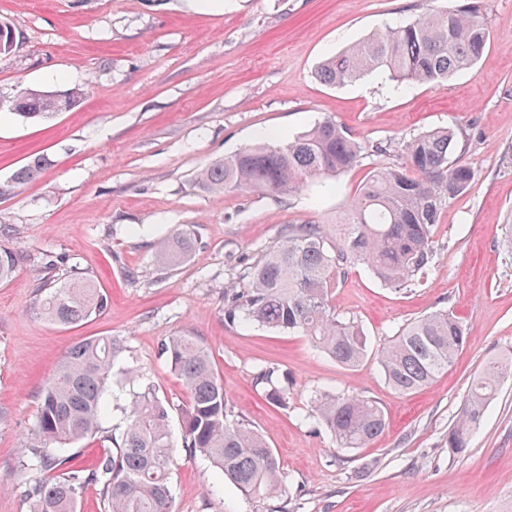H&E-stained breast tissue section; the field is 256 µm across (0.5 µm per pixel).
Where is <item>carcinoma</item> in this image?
<instances>
[{"mask_svg": "<svg viewBox=\"0 0 512 512\" xmlns=\"http://www.w3.org/2000/svg\"><path fill=\"white\" fill-rule=\"evenodd\" d=\"M490 31L484 2L470 8L432 9L415 20L388 26L318 67L316 76L329 85L356 81L377 70L397 85L438 84L469 70L482 56ZM56 92L27 89L0 111L26 120L60 112ZM454 133L446 128L426 132L406 146L409 167H377L338 224H287L276 243L245 263L224 289V319L248 321L283 333H302L337 364L360 366L368 356L367 336L353 320L336 315L330 294L350 269L364 267L392 288H405L435 258L433 230L448 200L462 194L474 179L473 169L449 161ZM366 147L326 118L308 131L273 144L246 145L211 162L195 176L204 193L253 192L287 195L353 168ZM48 158L29 160L0 184V195L37 180ZM193 251L182 232L159 243L157 261L173 266ZM20 257L0 249V282L8 280ZM40 291L42 313L63 326H78L102 313L108 299L82 272L70 269L59 280L50 276ZM463 323L439 311L408 322L375 354L385 382L398 394H411L448 370L466 344ZM125 351L121 339L103 336L71 346L54 377L43 389L38 423L41 446L36 466L52 475L34 483L28 497L31 512H77L88 484L98 486L104 512H172L170 473L174 443L168 409L156 387L141 382L133 367L118 366ZM162 354L180 376L188 395L182 411V447L200 453L245 496L283 495L279 462L265 439L248 423L229 419L224 381L207 348L195 336L176 334L162 344ZM512 374V358L491 362L472 383L453 425L448 450L465 455L501 378ZM136 384L129 404L121 408L124 428L108 435L93 467L70 465V445L106 433L112 415L115 377ZM266 399L288 406L290 382L273 367L255 377ZM312 416L331 435L336 447H369L386 429L384 410L358 395L316 392Z\"/></svg>", "mask_w": 512, "mask_h": 512, "instance_id": "carcinoma-1", "label": "carcinoma"}]
</instances>
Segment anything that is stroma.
Returning a JSON list of instances; mask_svg holds the SVG:
<instances>
[{
    "mask_svg": "<svg viewBox=\"0 0 512 512\" xmlns=\"http://www.w3.org/2000/svg\"><path fill=\"white\" fill-rule=\"evenodd\" d=\"M449 0H0L16 46L0 57V97L81 86V102L49 121L0 112V183L35 153V182L0 197L10 223L0 246L22 256L0 283V512H30L28 468L40 394L67 349L93 336L123 340L122 361L152 383L181 438L187 393L161 351L189 332L209 349L232 418L259 431L280 462L286 492L244 496L208 460L176 450L173 512H512V379L489 403L466 456L448 429L473 380L512 354V0H485L490 38L470 70L436 85H397L380 71L345 85L319 63L373 31ZM335 119L364 145L383 143L350 172L286 196L204 193L196 173L247 144L300 134ZM454 132V159L474 179L434 229L435 265L395 289L354 268L333 288L337 315L370 349L418 316L445 309L468 341L454 365L410 395L395 393L374 358L346 369L310 338L227 323L224 288L288 224H335L378 165L404 168L406 144ZM186 232L192 254L155 260L159 241ZM92 278L108 308L82 325L49 321L38 304L45 257ZM272 366L292 384L270 404L254 376ZM354 393L384 408L385 432L341 450L310 417L312 392Z\"/></svg>",
    "mask_w": 512,
    "mask_h": 512,
    "instance_id": "35a3bbf8",
    "label": "stroma"
}]
</instances>
